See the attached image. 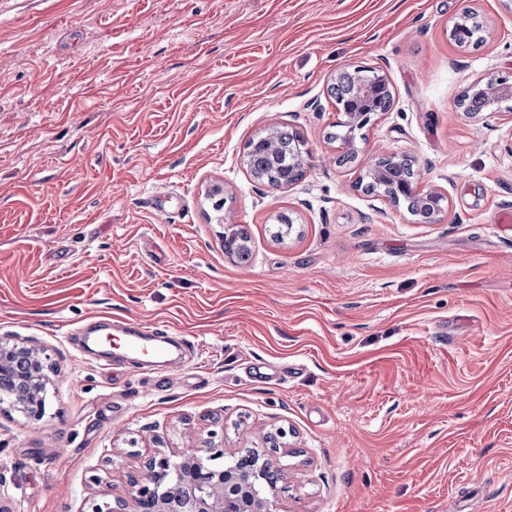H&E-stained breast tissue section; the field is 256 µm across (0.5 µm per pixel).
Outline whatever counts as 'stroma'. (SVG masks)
Returning <instances> with one entry per match:
<instances>
[{"label": "stroma", "mask_w": 512, "mask_h": 512, "mask_svg": "<svg viewBox=\"0 0 512 512\" xmlns=\"http://www.w3.org/2000/svg\"><path fill=\"white\" fill-rule=\"evenodd\" d=\"M346 67L394 103L341 166ZM511 72L512 0H0V336L53 368L41 420L0 404V507L87 512L190 436L281 428L277 512H512V110L456 106ZM281 126L309 155L285 189L244 162ZM391 154L441 222L361 190ZM107 316L193 348L161 373L82 355L70 331ZM361 73L355 70L343 69L336 75V82L332 84L330 88L331 95L337 100L348 99L357 83L361 79Z\"/></svg>", "instance_id": "1"}]
</instances>
